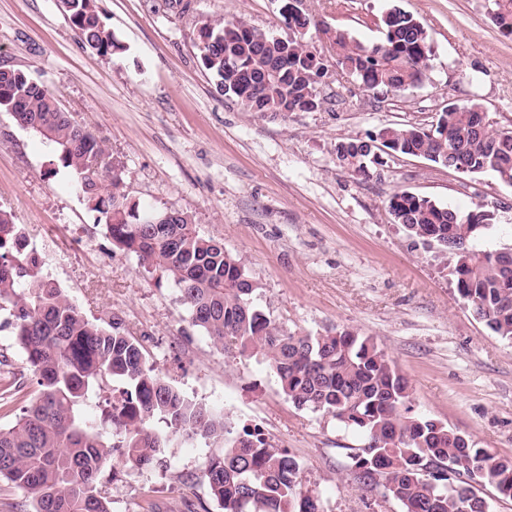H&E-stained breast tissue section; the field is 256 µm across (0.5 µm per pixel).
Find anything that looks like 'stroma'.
Instances as JSON below:
<instances>
[{
  "instance_id": "35a3bbf8",
  "label": "stroma",
  "mask_w": 512,
  "mask_h": 512,
  "mask_svg": "<svg viewBox=\"0 0 512 512\" xmlns=\"http://www.w3.org/2000/svg\"><path fill=\"white\" fill-rule=\"evenodd\" d=\"M121 46L84 45L60 0H0V66L42 83L94 129L123 171L130 201L193 215L223 239L257 285L254 302L285 331L350 330L374 339L407 378L417 412L512 458V344L459 298L453 260L392 222L388 201L408 190L466 213L494 211L474 244L512 248V187L409 156H383L369 177L336 160L339 141L389 124L428 125L448 102H475L512 125V39L488 0H303L305 39L323 53L320 25L368 43L393 6L412 13L433 47L424 83L401 95L366 90L325 55L314 112L246 111L219 90L196 46L217 18H244L287 36L283 0H96ZM0 209L27 243L58 257L46 270L92 319L115 314L186 398L223 407L232 425L259 427L298 458L303 489L326 512H400L380 491L351 485L344 466L363 438L335 419L295 408L267 363L231 357L192 326L171 281L113 245L98 212L35 133L0 112ZM220 444L165 448L148 471L116 462L112 512H221L199 479Z\"/></svg>"
}]
</instances>
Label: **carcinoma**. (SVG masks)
Instances as JSON below:
<instances>
[{
	"label": "carcinoma",
	"mask_w": 512,
	"mask_h": 512,
	"mask_svg": "<svg viewBox=\"0 0 512 512\" xmlns=\"http://www.w3.org/2000/svg\"><path fill=\"white\" fill-rule=\"evenodd\" d=\"M83 42L102 56L121 50L100 18L96 0H64ZM490 18L512 38V0H493ZM309 20H294V35L277 41L243 19L204 23L200 59L221 90L249 112L276 117L320 107L304 41ZM336 64L372 91L420 86L432 55L427 31L399 8L372 43L344 29H324ZM479 104L441 112L436 129L389 124L390 149L471 174L489 172L512 187V126L481 125ZM38 134L57 161L72 169L93 208L103 215L115 245L141 266L173 281L193 326L227 353L260 357L282 393L298 409L322 411L366 442L351 449L347 479L359 488H383L401 512H492L474 486H490L512 500V458L478 448L466 435L415 412L408 381L373 339L353 331L303 335L284 332L256 308V285L241 259L200 232L179 212L173 224H153L168 209L140 207L120 191L122 172L104 142L58 106L40 83L17 69L0 70V111ZM370 134L336 144L341 168L356 176L377 163ZM388 211L409 236L442 242L451 254L458 296L496 335L512 342V252L471 244L482 231L473 214L493 223L486 209L461 213L409 191L395 193ZM13 326L35 390L5 369L0 358V409L24 399L16 421L0 426V480L22 492L31 512H112L100 483L113 453L150 468L172 440H220L224 452L201 470L222 512H324L321 498L302 489L301 464L272 445L256 427L236 429L224 412L193 402L162 376L143 341L124 321L89 319L24 247L11 214L0 210V312Z\"/></svg>",
	"instance_id": "1"
}]
</instances>
